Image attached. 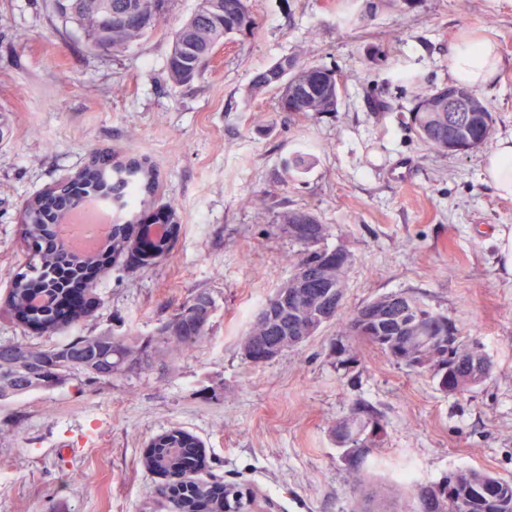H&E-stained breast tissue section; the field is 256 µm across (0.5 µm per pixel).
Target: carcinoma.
<instances>
[{
  "instance_id": "obj_1",
  "label": "carcinoma",
  "mask_w": 512,
  "mask_h": 512,
  "mask_svg": "<svg viewBox=\"0 0 512 512\" xmlns=\"http://www.w3.org/2000/svg\"><path fill=\"white\" fill-rule=\"evenodd\" d=\"M100 0H48L52 14L63 24L74 25L80 31L83 46L89 52L103 47L114 55L128 51L140 40L154 34L168 11L169 0H106L114 14L130 9L140 13L143 22L138 27L124 23L108 26L96 7ZM218 12L193 14L175 31L167 60L168 78L174 86H188L204 77L209 69V54L224 38L232 34H251L256 28L247 0H218ZM288 65V89L296 97L280 95L277 109L292 117H309L338 111L341 92L336 86L337 69L324 64L306 62L297 55L285 56L264 70L257 72L250 83L249 93L260 96L269 91V75L282 64ZM469 87L456 82L434 86L416 96L410 109V128L428 148L448 152V143H479L481 148L492 145L493 117L490 104L479 95L484 104L481 112L453 113L441 110L448 95L465 92ZM157 176L145 159L112 162V178L98 163H90L72 178L58 185L50 195L28 199L22 209L21 233L28 246L29 260L13 278L12 288L4 300L6 309L41 327V332L56 334L68 323L83 320L96 302L95 289H86L84 305L60 318L53 300L57 286L67 270L77 271L84 266L99 264V254L83 260L72 259L56 242L57 212L70 196L81 199L110 198L116 208L122 209L142 201L141 195L154 191ZM284 224L302 231L298 237H288L299 249L288 254L292 268L301 267L310 276H326L322 254L329 252L324 245L328 229L304 209L289 210L281 215ZM151 223L164 226L163 232H179L176 209L168 205ZM130 225L114 224L112 233L103 246L114 256L133 254ZM345 272L333 276L324 288L322 301L316 305L305 301L277 304L273 297L263 303L266 324L252 323L247 336L252 338L256 351L274 336H300L311 327L334 324L341 336H352L389 352L395 333L392 329L408 322L416 325L419 336L415 353L400 360L412 367L416 355L422 353L427 336H443L447 347L440 352L428 351L438 390L445 394H464L482 383L477 377L475 360L484 358L474 345L461 343L448 318L430 311L419 297L407 293H391L375 298L387 305V319L377 324L367 323L362 334L354 327L361 322L365 307L345 310ZM214 301L209 293L198 291L190 295L172 319L163 323L156 336L142 340L136 337H118L101 332L72 336L55 345L31 343L23 340L0 342V402L10 401L31 392L66 385L75 380L95 379L110 381L129 372H141L151 367L154 344H165L178 353L193 349L205 336L213 311ZM378 414L370 405L357 402L348 414L336 421L332 433L336 443L347 449L354 467H359L382 442L368 444L364 437L365 420ZM154 452L145 460L149 470L176 478L163 488L168 512H248L244 502L245 486L218 481L192 479L190 475L205 466L201 442L181 428H173L151 442ZM512 501V480L495 477L486 471L469 469L448 474L441 481L415 486V493L403 506L402 512H499L496 500Z\"/></svg>"
}]
</instances>
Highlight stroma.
Instances as JSON below:
<instances>
[{"label": "stroma", "instance_id": "stroma-1", "mask_svg": "<svg viewBox=\"0 0 512 512\" xmlns=\"http://www.w3.org/2000/svg\"><path fill=\"white\" fill-rule=\"evenodd\" d=\"M258 27L217 48L201 80L172 86V36L195 9L173 0L160 30L121 55L84 49L45 0H0V301L26 260L20 208L66 180L95 149L145 158L159 175L149 220L174 205L170 254L127 269L104 265L102 302L54 337L0 310V342L109 332L155 334L197 291L215 304L190 352L113 381H75L0 405V512H167L163 476L145 466L152 439L181 428L204 444L207 480L239 483L272 512H354L366 483L392 492L480 468L512 479V199L482 175L484 150L428 149L409 127L415 97L449 82L455 36L495 40L503 64L481 93L494 137L512 134V0H248ZM294 53L336 67L338 111L292 119L275 92L253 98L255 73ZM389 102L375 110L373 98ZM311 156L302 170L288 161ZM305 208L329 247L353 261L345 305L394 292L419 296L478 345L491 373L463 395L431 370L321 328L263 365L242 341L290 276L282 213ZM378 412L382 448L353 468L331 428L354 402ZM414 476L413 484L401 479Z\"/></svg>", "mask_w": 512, "mask_h": 512}]
</instances>
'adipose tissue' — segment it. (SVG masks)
<instances>
[{
  "instance_id": "1",
  "label": "adipose tissue",
  "mask_w": 512,
  "mask_h": 512,
  "mask_svg": "<svg viewBox=\"0 0 512 512\" xmlns=\"http://www.w3.org/2000/svg\"><path fill=\"white\" fill-rule=\"evenodd\" d=\"M502 65L498 46L474 31L463 32L448 54V70L454 79L481 88ZM482 172L499 196L512 198V136L498 138L493 151L486 154Z\"/></svg>"
}]
</instances>
